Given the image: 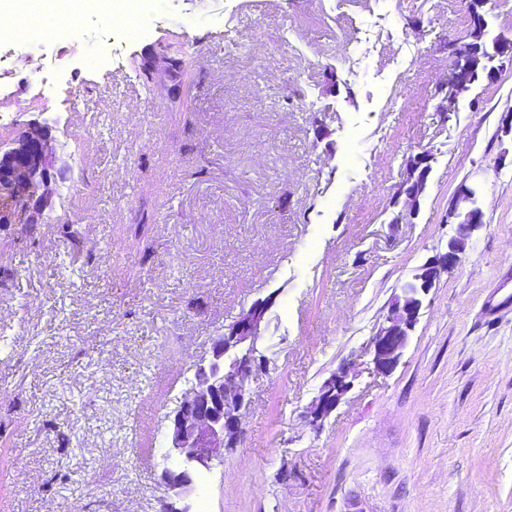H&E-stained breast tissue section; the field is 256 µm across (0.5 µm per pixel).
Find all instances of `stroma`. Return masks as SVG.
Wrapping results in <instances>:
<instances>
[{"label": "stroma", "instance_id": "1", "mask_svg": "<svg viewBox=\"0 0 512 512\" xmlns=\"http://www.w3.org/2000/svg\"><path fill=\"white\" fill-rule=\"evenodd\" d=\"M155 9L133 38L95 13L57 45L0 51V135L49 122L68 163L54 206L71 217L0 224V512H161L167 416L215 338L266 297L269 365L242 441L192 505L512 512V71L440 121L464 0ZM100 43L123 67L84 70ZM167 52L184 71L142 85ZM421 150L434 161L419 214L392 223L404 158ZM466 181L486 225L397 368L376 373L370 339L446 251ZM344 366L353 386L313 429L306 408Z\"/></svg>", "mask_w": 512, "mask_h": 512}]
</instances>
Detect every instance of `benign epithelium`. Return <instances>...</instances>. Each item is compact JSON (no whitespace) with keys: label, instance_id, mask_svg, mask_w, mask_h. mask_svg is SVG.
<instances>
[{"label":"benign epithelium","instance_id":"7a95c632","mask_svg":"<svg viewBox=\"0 0 512 512\" xmlns=\"http://www.w3.org/2000/svg\"><path fill=\"white\" fill-rule=\"evenodd\" d=\"M495 63H467L452 68L435 93L441 122L458 112L459 95L474 86L471 72L481 69L484 82L500 79L512 69V37L499 35ZM51 127L34 122L15 138H0V224H41L53 211L58 157L52 146ZM433 154L424 152L408 158L405 177L395 199H404L398 223H409L418 213L420 199L431 172ZM446 222L457 225L458 233L469 237L485 226L480 190L461 184L448 205ZM463 258L458 240H448V250L422 266L403 285V301H395L370 340L372 364L379 373H390L399 364L409 336L418 322L424 299L436 287L440 275L457 267ZM270 300H257L227 332L212 343L209 357L195 366L194 379L169 415V446L162 476L170 492L163 512H191L186 500L197 487L203 472L224 461V451L236 446L241 435V416L248 406L249 384L266 368L267 359L257 341ZM348 372L327 379L311 402L312 422L318 424L336 408L351 388Z\"/></svg>","mask_w":512,"mask_h":512}]
</instances>
